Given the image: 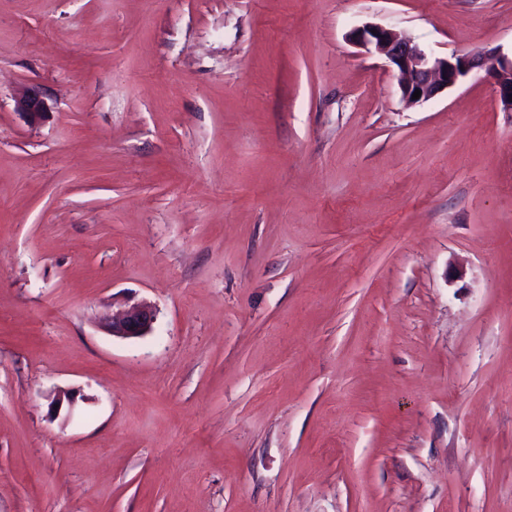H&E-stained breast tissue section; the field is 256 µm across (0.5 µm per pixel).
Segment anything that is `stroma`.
I'll list each match as a JSON object with an SVG mask.
<instances>
[{"instance_id":"35a3bbf8","label":"stroma","mask_w":512,"mask_h":512,"mask_svg":"<svg viewBox=\"0 0 512 512\" xmlns=\"http://www.w3.org/2000/svg\"><path fill=\"white\" fill-rule=\"evenodd\" d=\"M368 22L512 52V0H0V512H512V112ZM350 39L367 52L383 55L395 67L401 97L409 105L433 99L468 74L483 71L492 80L496 104L504 112H512V54L510 59L496 51L435 57L392 29L373 23L354 28ZM416 89L421 95L412 99ZM156 320V310L147 301H140L128 305L118 314L106 313L102 317L104 328L112 336L135 339L146 336L152 329Z\"/></svg>"}]
</instances>
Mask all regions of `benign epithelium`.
Returning a JSON list of instances; mask_svg holds the SVG:
<instances>
[{
  "label": "benign epithelium",
  "mask_w": 512,
  "mask_h": 512,
  "mask_svg": "<svg viewBox=\"0 0 512 512\" xmlns=\"http://www.w3.org/2000/svg\"><path fill=\"white\" fill-rule=\"evenodd\" d=\"M350 39L368 52L383 55L395 67L401 97L409 105L433 99L468 74L483 71L492 80L496 104L503 111L512 112V58L499 52L477 51L462 56L435 57L392 29L373 23L354 28ZM417 89L421 90V95L414 99L412 95ZM17 110L30 121L37 122L44 115L45 103L39 93L31 92L17 102ZM155 320L156 310L147 301L102 317L104 328L124 339L147 335Z\"/></svg>",
  "instance_id": "1"
}]
</instances>
